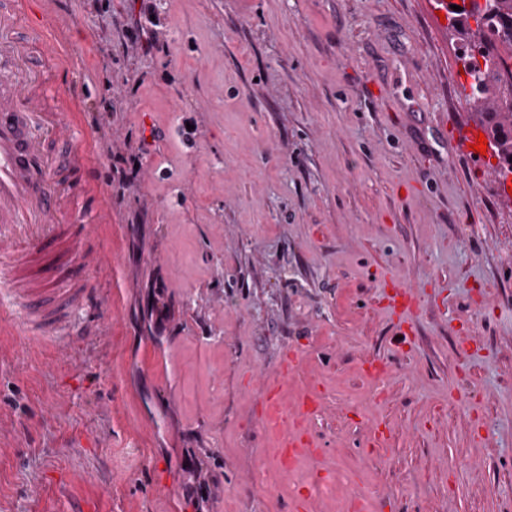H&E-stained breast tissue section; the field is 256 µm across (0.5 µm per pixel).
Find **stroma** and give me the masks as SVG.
<instances>
[{
    "label": "stroma",
    "instance_id": "35a3bbf8",
    "mask_svg": "<svg viewBox=\"0 0 512 512\" xmlns=\"http://www.w3.org/2000/svg\"><path fill=\"white\" fill-rule=\"evenodd\" d=\"M25 11L72 59L112 266L64 356L0 335V512H512V203L432 0ZM396 280L426 291L402 323ZM318 394L315 391L307 392L304 398H300L296 400L295 404V415L288 424V408L285 412L287 431L284 439L285 447L292 448V452H306L310 451L309 442L304 439V435L302 432L293 428L292 425L296 424L297 426L306 429L304 424L309 422L311 418L316 414L318 406H319Z\"/></svg>",
    "mask_w": 512,
    "mask_h": 512
}]
</instances>
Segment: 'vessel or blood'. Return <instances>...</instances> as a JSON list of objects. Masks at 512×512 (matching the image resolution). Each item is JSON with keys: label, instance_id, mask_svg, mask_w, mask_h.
Here are the masks:
<instances>
[{"label": "vessel or blood", "instance_id": "obj_1", "mask_svg": "<svg viewBox=\"0 0 512 512\" xmlns=\"http://www.w3.org/2000/svg\"><path fill=\"white\" fill-rule=\"evenodd\" d=\"M22 0H0V333L42 343L74 336L89 266L108 267L94 249L95 225L109 216L87 179L85 134L71 121L74 98L56 76L70 65L56 36L23 27ZM319 397L297 399L284 444L306 451L301 428Z\"/></svg>", "mask_w": 512, "mask_h": 512}]
</instances>
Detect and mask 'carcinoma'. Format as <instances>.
<instances>
[{
    "mask_svg": "<svg viewBox=\"0 0 512 512\" xmlns=\"http://www.w3.org/2000/svg\"><path fill=\"white\" fill-rule=\"evenodd\" d=\"M456 58L471 79L466 99L486 132L499 178L512 174V0H468L448 9Z\"/></svg>",
    "mask_w": 512,
    "mask_h": 512,
    "instance_id": "cac0c4a2",
    "label": "carcinoma"
}]
</instances>
